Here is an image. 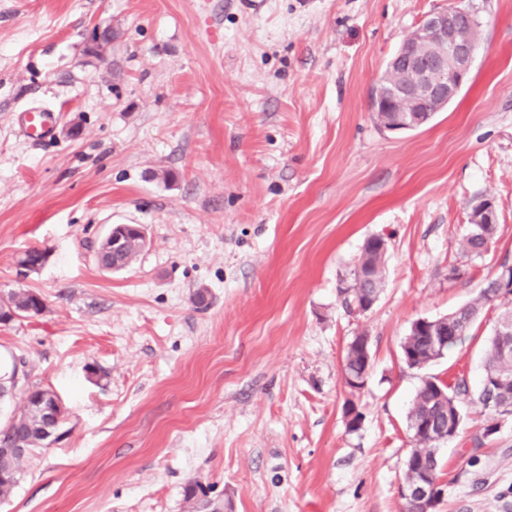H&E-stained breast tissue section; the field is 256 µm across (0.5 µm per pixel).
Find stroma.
<instances>
[{
  "label": "stroma",
  "mask_w": 512,
  "mask_h": 512,
  "mask_svg": "<svg viewBox=\"0 0 512 512\" xmlns=\"http://www.w3.org/2000/svg\"><path fill=\"white\" fill-rule=\"evenodd\" d=\"M473 3L462 89L393 134L372 85L448 0H0V301L46 303L0 323V364L20 365L0 426L32 386L66 409L0 512H401L420 380L478 390L502 308L425 370L401 345L512 265V0ZM106 27L116 39L91 54ZM34 107L59 115L40 141L22 129ZM484 199L497 232L474 256ZM114 224L148 240L116 273L95 260ZM372 237L385 280L358 312L345 289ZM33 248L47 260L28 272ZM361 334L371 363L352 394ZM464 417L437 512H512V421L486 438L480 404ZM470 219L478 222L476 224H483L484 236L477 237L468 234L464 240V247L471 254L481 255L488 249V245L491 243L496 233V225H484L496 224V210L493 201L484 199L475 205L472 209Z\"/></svg>",
  "instance_id": "stroma-1"
}]
</instances>
